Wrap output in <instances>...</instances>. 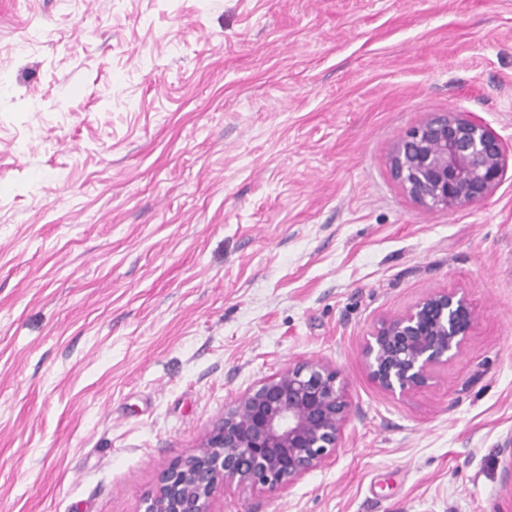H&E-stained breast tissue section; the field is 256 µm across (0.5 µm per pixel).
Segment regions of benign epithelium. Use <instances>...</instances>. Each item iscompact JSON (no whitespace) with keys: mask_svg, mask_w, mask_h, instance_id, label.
Instances as JSON below:
<instances>
[{"mask_svg":"<svg viewBox=\"0 0 512 512\" xmlns=\"http://www.w3.org/2000/svg\"><path fill=\"white\" fill-rule=\"evenodd\" d=\"M511 162L498 133L454 110L426 115L389 157L392 178L412 202L450 213L492 196ZM474 323L464 294H426L366 336L369 377L392 395L420 391L460 352ZM351 412L336 368L316 358L291 361L225 405L200 444L159 474L143 512H213L216 494L233 483L279 495L336 456Z\"/></svg>","mask_w":512,"mask_h":512,"instance_id":"1","label":"benign epithelium"}]
</instances>
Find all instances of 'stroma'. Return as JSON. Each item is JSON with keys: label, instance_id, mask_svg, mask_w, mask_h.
<instances>
[{"label": "stroma", "instance_id": "35a3bbf8", "mask_svg": "<svg viewBox=\"0 0 512 512\" xmlns=\"http://www.w3.org/2000/svg\"><path fill=\"white\" fill-rule=\"evenodd\" d=\"M451 109L512 144V0H0V512H140L303 358L335 459L216 512H512V180L448 213L389 170ZM439 289L474 328L393 396L363 339Z\"/></svg>", "mask_w": 512, "mask_h": 512}]
</instances>
